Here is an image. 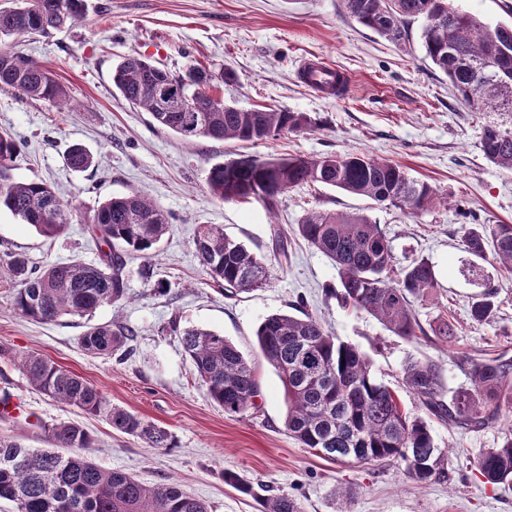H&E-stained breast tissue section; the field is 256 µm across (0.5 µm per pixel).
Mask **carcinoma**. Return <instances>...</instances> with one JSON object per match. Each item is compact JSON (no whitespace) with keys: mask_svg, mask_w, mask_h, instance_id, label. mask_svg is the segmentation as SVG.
Here are the masks:
<instances>
[{"mask_svg":"<svg viewBox=\"0 0 512 512\" xmlns=\"http://www.w3.org/2000/svg\"><path fill=\"white\" fill-rule=\"evenodd\" d=\"M347 14L378 36L400 43L408 25L422 20L425 56L442 71L457 99L477 105L480 112L512 113V26L494 42L489 23L460 11L450 0H341ZM84 17V0H23L0 11V43L23 30L46 34ZM207 83L221 77L199 66L176 75L140 56L124 58L112 71V83L123 97L145 109L154 123L186 140H238L257 144L285 132H306L316 123L305 112L268 108L242 109L210 103L197 92V76ZM172 89L169 96L159 89ZM0 87L12 88L35 100H48L58 109L71 108L66 86L35 59L11 50L0 54ZM18 142L0 133V170L10 168ZM481 151L490 164L512 170V127L488 125ZM78 171L90 168L93 156L73 146L67 156ZM306 183L364 196L378 204L418 215L442 198L428 183L411 178L396 163L365 153L297 155L275 161L255 158L214 166L208 176L212 196L224 201L263 203L270 210L278 197ZM53 239L74 221V207L56 189L40 181L12 180L0 189V208ZM95 236L107 247L101 264L72 261L42 271L28 267L19 253L10 255L0 273L16 285L13 311L35 322L65 316H89L126 294L127 257L148 256L168 231L169 214L137 193L111 198L87 219ZM298 232L336 266L347 304L368 313L389 331L406 339L424 333L411 308V299L437 287L434 266L414 259L393 271L391 245L380 225L359 212L317 211L304 216ZM199 264L213 283L227 291L246 292L268 282V260L227 238L216 224L198 227L193 239ZM466 251L512 269V224H486L465 233ZM489 286L470 307L471 319L488 320L495 310ZM134 332L119 324H101L82 336L83 349L109 357ZM262 354L277 371L288 400L285 427L302 447L336 463L363 464L396 460L408 475L427 485L446 478L445 453L434 443L422 418H410L394 391L379 381L366 358L352 345L331 334L316 318L278 313L264 318L256 331ZM181 344L205 384L210 399L228 414H241L255 405L260 387L254 368L223 335L189 327ZM19 364L28 382L47 397L87 415L102 416L112 430L143 440L151 448H172L174 437L130 411L110 405L83 377L43 358L27 354ZM471 387L445 401L442 370L432 363L409 361L404 381L432 416L463 429H479L503 416V403L512 402V361L500 357L468 361ZM48 435L55 448L33 450L0 438V500L14 512H213L212 506L182 490L175 481L147 486L131 474L108 470L88 459L83 450L94 439L79 423L53 424ZM491 484L512 482V432L498 448L485 452L477 464ZM263 512H303L300 502L278 494L265 499Z\"/></svg>","mask_w":512,"mask_h":512,"instance_id":"1","label":"carcinoma"}]
</instances>
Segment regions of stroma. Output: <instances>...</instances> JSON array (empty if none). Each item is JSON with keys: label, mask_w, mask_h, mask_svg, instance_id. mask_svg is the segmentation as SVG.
I'll use <instances>...</instances> for the list:
<instances>
[{"label": "stroma", "mask_w": 512, "mask_h": 512, "mask_svg": "<svg viewBox=\"0 0 512 512\" xmlns=\"http://www.w3.org/2000/svg\"><path fill=\"white\" fill-rule=\"evenodd\" d=\"M19 49L50 68L77 107L62 112L50 101L0 88V131L21 142L11 175L54 186L77 213L67 231L48 239L1 209L0 262L15 252L36 270L74 259L99 263L101 245L84 218L105 200L132 192L167 211L171 226L149 259L128 260L125 298L89 317L53 324L24 319L10 307L12 283L0 278V391L24 405L18 417L0 419V436L46 448L48 427L79 422L96 439L89 456L99 466L147 485L177 481L214 512H262L263 499L281 493L297 498L304 512H512V484L487 483L477 470L481 454L502 443L512 421L504 417L477 431L450 426L428 415L404 384L408 360L432 362L441 367L451 399L470 386L464 359L512 358V272L487 260L480 276L471 275L464 246L473 223L512 224V171L489 164L481 151L484 126L512 123V114L461 104L425 56L420 22L396 45L348 17L340 0H85L82 22L23 39ZM132 55L174 74L192 65L217 75L231 70L233 81L216 90L225 103L305 112L318 127L257 145L182 139L153 124L113 86V68ZM309 56L348 75L344 98L316 93L301 81L299 66ZM75 145L93 154L92 167L77 171L67 164ZM360 151L401 165L448 197V205L413 216L306 184L281 195L270 212L258 202L215 199L208 189L212 167L243 156L273 161ZM311 210L367 213L387 235L396 267L416 257L433 263L437 288L412 301L424 336L401 338L341 304L333 294L340 281L332 261L298 233ZM202 224L222 225L228 237L271 257L268 284L233 293L214 285L195 256L193 238ZM280 239L287 257L277 261L272 254ZM154 279L167 283L166 294L153 293ZM489 285L497 289L496 311L478 323L470 306ZM302 311L361 351L405 412L427 420L446 455L447 480L416 484L401 463L336 464L288 435L282 382L264 359L256 330L266 316ZM444 319L453 323L454 336L431 335ZM113 322L134 330L130 356L88 354L84 333ZM188 326L223 334L250 359L260 384L253 407L229 415L212 402L179 341L178 328ZM27 353L82 376L110 403L167 428L174 447H148L112 431L105 418L32 389L17 363ZM227 470L250 482L252 495L227 486ZM345 489L354 496L344 504L338 494Z\"/></svg>", "instance_id": "obj_1"}]
</instances>
